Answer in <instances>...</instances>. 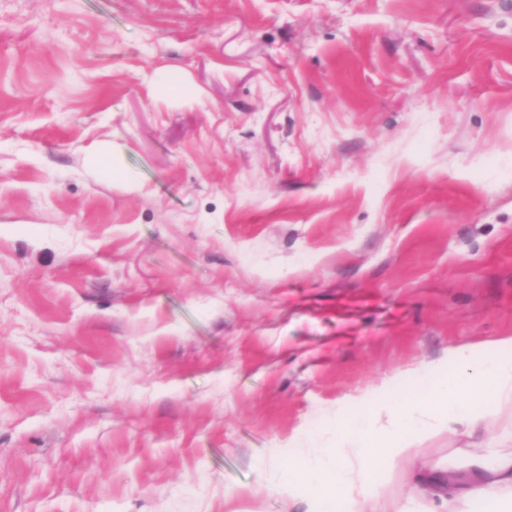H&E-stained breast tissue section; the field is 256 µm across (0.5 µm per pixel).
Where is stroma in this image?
<instances>
[{"label":"stroma","mask_w":512,"mask_h":512,"mask_svg":"<svg viewBox=\"0 0 512 512\" xmlns=\"http://www.w3.org/2000/svg\"><path fill=\"white\" fill-rule=\"evenodd\" d=\"M510 336L512 0H0V512H309L302 425Z\"/></svg>","instance_id":"35a3bbf8"}]
</instances>
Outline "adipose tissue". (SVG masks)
<instances>
[{"mask_svg": "<svg viewBox=\"0 0 512 512\" xmlns=\"http://www.w3.org/2000/svg\"><path fill=\"white\" fill-rule=\"evenodd\" d=\"M512 401V337L497 356L461 347L450 360L423 363L410 374L382 381L337 406L336 445L321 446L323 429L305 428L289 439L272 464L271 488L282 499L309 498L315 512H362L374 473L384 464L412 474L417 496H431L433 512H448L450 496L484 501L489 512H512V451L476 455L464 476L436 465L413 470L410 437L435 429L455 435L482 427L485 410Z\"/></svg>", "mask_w": 512, "mask_h": 512, "instance_id": "obj_1", "label": "adipose tissue"}]
</instances>
